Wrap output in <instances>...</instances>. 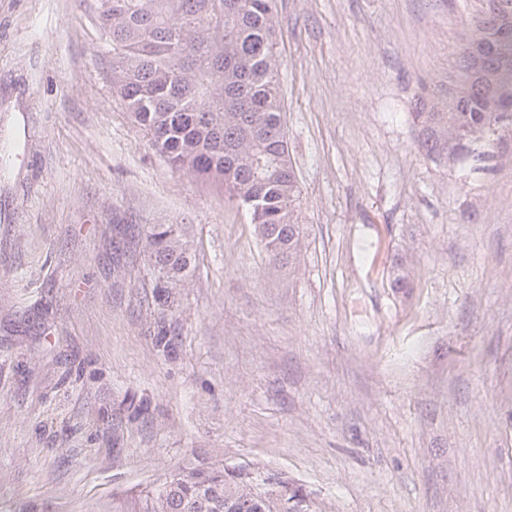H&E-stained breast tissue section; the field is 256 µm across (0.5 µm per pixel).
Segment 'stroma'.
<instances>
[{"mask_svg": "<svg viewBox=\"0 0 512 512\" xmlns=\"http://www.w3.org/2000/svg\"><path fill=\"white\" fill-rule=\"evenodd\" d=\"M483 7L278 0L303 243L276 267L154 153L96 0H0L1 505L139 512L203 463L313 512H512V152L430 158L411 118ZM159 224L193 269L166 313L138 246Z\"/></svg>", "mask_w": 512, "mask_h": 512, "instance_id": "stroma-1", "label": "stroma"}]
</instances>
